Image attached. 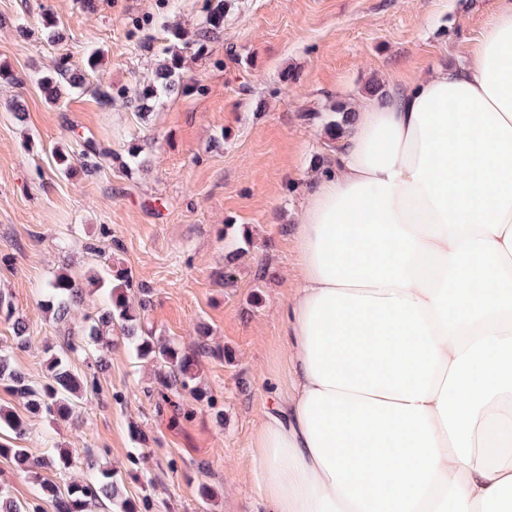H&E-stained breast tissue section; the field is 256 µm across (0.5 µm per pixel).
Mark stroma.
<instances>
[{"label":"stroma","mask_w":512,"mask_h":512,"mask_svg":"<svg viewBox=\"0 0 512 512\" xmlns=\"http://www.w3.org/2000/svg\"><path fill=\"white\" fill-rule=\"evenodd\" d=\"M205 0H0V66L25 78L0 82V290L12 299L0 315V350L35 384L65 338L81 340L84 318L109 299L107 282L125 269L130 302L148 297L156 335L193 350L207 332L202 387L213 403H183L195 414L157 410L160 365L137 359L113 334L97 392L57 421L31 413L0 385V407L27 424L24 438L1 431L0 445L44 456L69 453L66 470L20 472L0 457V484L29 501L39 478L62 486L86 481L87 454L112 469L126 496L150 497L151 512H256L252 447L265 410L290 386L284 309L298 286L293 228L305 206L313 166L325 159L334 101L358 102L370 81L399 84L465 66L499 0H233L207 56L184 52L190 82L148 118L121 103L101 105L87 91L50 103L34 82L60 56L83 66L92 49L114 89L135 91L152 75L177 26L195 33ZM66 39L50 43L43 12ZM25 109L16 120L8 105ZM92 137L112 151L86 176L57 171L56 150ZM147 163L124 162L129 147ZM240 251L224 282V257ZM105 282L64 320L43 311L46 283L59 273ZM29 340L17 346L14 321ZM223 408L216 421L214 408ZM209 487L202 499L200 487Z\"/></svg>","instance_id":"obj_1"}]
</instances>
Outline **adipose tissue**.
Returning <instances> with one entry per match:
<instances>
[{"instance_id":"ef3b65f1","label":"adipose tissue","mask_w":512,"mask_h":512,"mask_svg":"<svg viewBox=\"0 0 512 512\" xmlns=\"http://www.w3.org/2000/svg\"><path fill=\"white\" fill-rule=\"evenodd\" d=\"M295 231L264 512H494L512 494V0L471 61L354 107Z\"/></svg>"}]
</instances>
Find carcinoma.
<instances>
[{"mask_svg": "<svg viewBox=\"0 0 512 512\" xmlns=\"http://www.w3.org/2000/svg\"><path fill=\"white\" fill-rule=\"evenodd\" d=\"M228 2L230 0H207L205 26L193 38L186 37L184 31L178 27L170 29L173 44L164 49L163 58L157 65L153 78L134 94H115L112 84L99 80L96 92L101 100L110 104L120 98L126 107L142 114L185 90L187 82L182 71V52H205L211 39L224 27V11ZM100 59V52L95 51L87 57L85 67L77 68L63 55L52 72L37 77L36 84L44 96L56 104L64 96L83 89L86 73L97 70ZM352 109L351 104L339 101L330 106L331 119L324 126V132L330 140L336 141L347 133ZM104 155L103 148L86 137L81 142L77 157L74 158L67 152H56V165L59 170L66 172L71 168L72 161L76 160L85 173L93 174L100 169V159ZM47 291V311L61 318L70 303L82 297L83 286L65 274H58L47 283ZM110 297L109 307L85 328V342L80 345L68 343L65 351L52 355L49 362L50 376L45 383L31 385L24 374L13 366L10 355L2 351L0 383L7 385L14 395L22 398L31 412L45 414L53 419H65L79 406L87 392L96 390L97 372L102 370L106 350L111 345L107 330L115 326L132 345L137 357L153 360L167 368V374L162 379L165 389L181 391L197 402L213 403L212 396L199 382V356L206 353V341L198 343L196 353L187 352L174 342L161 343L146 322L147 300H141L139 308L136 309L127 300L125 292L117 288L110 292ZM79 353L97 355L94 371L79 375L71 369L70 356ZM2 428L20 436L25 433L26 424L13 412L0 408V429ZM0 455L12 458L20 470L31 473L40 469L62 470L69 467V454L65 452L35 459L27 448L0 446ZM118 498L121 499L123 512H141L140 504L136 500L123 497L120 484L114 479L112 471L102 469L95 482L81 486L63 488L44 478L40 482V495L32 502H18L0 486V512H45L47 505L53 512H89L92 505L104 499Z\"/></svg>", "mask_w": 512, "mask_h": 512, "instance_id": "obj_1", "label": "carcinoma"}]
</instances>
